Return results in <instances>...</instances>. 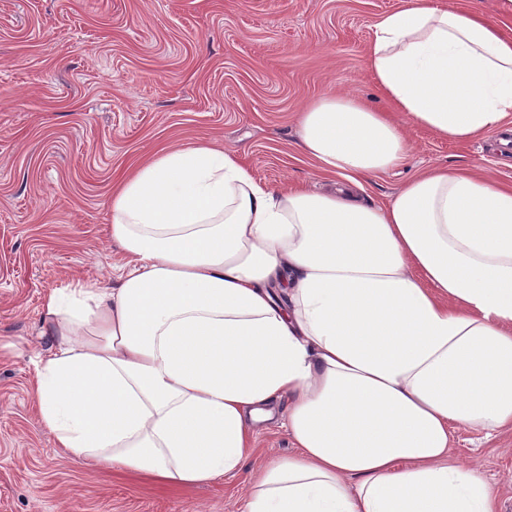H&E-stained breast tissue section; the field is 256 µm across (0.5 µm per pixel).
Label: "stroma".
<instances>
[{"label":"stroma","instance_id":"stroma-1","mask_svg":"<svg viewBox=\"0 0 512 512\" xmlns=\"http://www.w3.org/2000/svg\"><path fill=\"white\" fill-rule=\"evenodd\" d=\"M401 0H0V512H242L252 475L295 447L261 424L241 471L171 485L120 466L75 464L41 421L34 363L53 346L44 296L73 279L117 284L115 179L151 151L215 140L256 179L328 188L301 152L297 115L345 92L383 107L366 51ZM409 156L366 185L382 206L432 165L481 167L512 184L496 134L454 142L406 126ZM512 512V434L452 432Z\"/></svg>","mask_w":512,"mask_h":512}]
</instances>
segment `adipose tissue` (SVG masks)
Segmentation results:
<instances>
[{"label":"adipose tissue","mask_w":512,"mask_h":512,"mask_svg":"<svg viewBox=\"0 0 512 512\" xmlns=\"http://www.w3.org/2000/svg\"><path fill=\"white\" fill-rule=\"evenodd\" d=\"M367 63L391 110L457 141L512 129V37L460 4L403 0ZM300 146L332 190L261 185L224 148H164L112 188L117 285L49 293L42 422L77 464L174 484L238 472L257 424L297 452L244 512H498L454 426L512 430V185L432 167L383 207L404 129L348 95L312 100Z\"/></svg>","instance_id":"adipose-tissue-1"}]
</instances>
